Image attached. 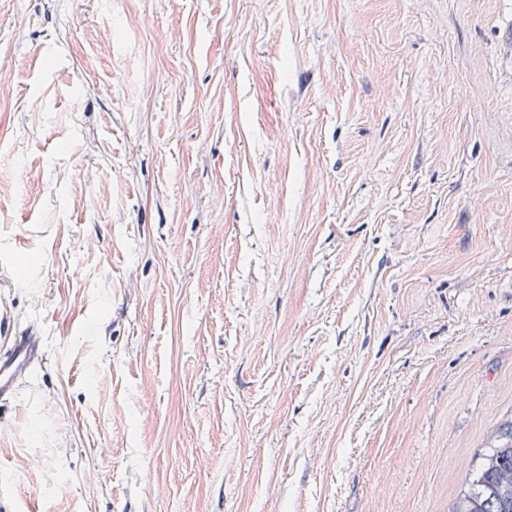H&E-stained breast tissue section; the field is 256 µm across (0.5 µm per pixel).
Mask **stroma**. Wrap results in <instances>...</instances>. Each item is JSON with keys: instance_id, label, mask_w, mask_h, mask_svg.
I'll list each match as a JSON object with an SVG mask.
<instances>
[{"instance_id": "obj_1", "label": "stroma", "mask_w": 512, "mask_h": 512, "mask_svg": "<svg viewBox=\"0 0 512 512\" xmlns=\"http://www.w3.org/2000/svg\"><path fill=\"white\" fill-rule=\"evenodd\" d=\"M512 0H0V512H449L512 413ZM42 358V346L28 331L13 336L9 351L0 356V403L10 401L19 381Z\"/></svg>"}]
</instances>
